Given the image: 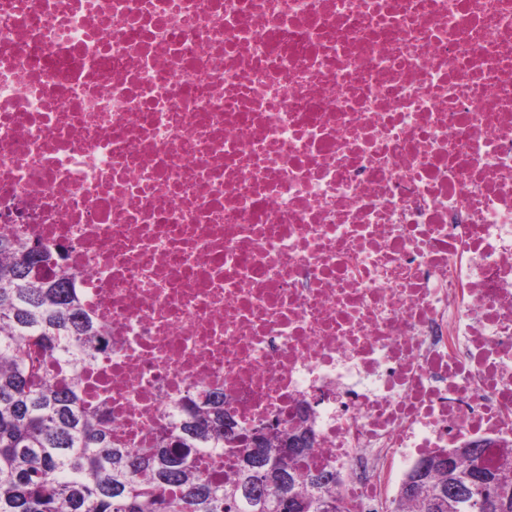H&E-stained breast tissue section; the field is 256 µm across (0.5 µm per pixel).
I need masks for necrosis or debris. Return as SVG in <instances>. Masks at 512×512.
Listing matches in <instances>:
<instances>
[{
	"mask_svg": "<svg viewBox=\"0 0 512 512\" xmlns=\"http://www.w3.org/2000/svg\"><path fill=\"white\" fill-rule=\"evenodd\" d=\"M0 237L103 336L146 448L219 391L243 437L388 512L443 448H512V0H0Z\"/></svg>",
	"mask_w": 512,
	"mask_h": 512,
	"instance_id": "obj_1",
	"label": "necrosis or debris"
}]
</instances>
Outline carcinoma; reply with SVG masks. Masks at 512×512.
<instances>
[{
    "label": "carcinoma",
    "instance_id": "carcinoma-1",
    "mask_svg": "<svg viewBox=\"0 0 512 512\" xmlns=\"http://www.w3.org/2000/svg\"><path fill=\"white\" fill-rule=\"evenodd\" d=\"M98 329L74 294V275L60 268L41 242L0 238V512H347L328 470L299 465L312 444L287 448L293 431L275 429L257 468L224 426V395L186 396L178 403L176 433L150 448L112 441L104 411L90 410L80 375L97 357ZM224 459L227 477L201 467ZM397 490L390 512H429L444 491L453 512H476L482 494L490 512H512V464L489 467L478 452L425 457Z\"/></svg>",
    "mask_w": 512,
    "mask_h": 512
}]
</instances>
